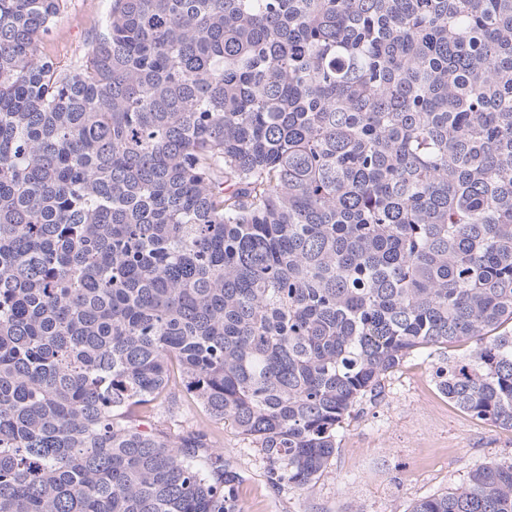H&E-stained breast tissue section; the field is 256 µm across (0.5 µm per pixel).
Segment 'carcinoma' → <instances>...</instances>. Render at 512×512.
I'll use <instances>...</instances> for the list:
<instances>
[{
    "label": "carcinoma",
    "instance_id": "carcinoma-1",
    "mask_svg": "<svg viewBox=\"0 0 512 512\" xmlns=\"http://www.w3.org/2000/svg\"><path fill=\"white\" fill-rule=\"evenodd\" d=\"M0 0V512H240L183 399L308 489L420 349L512 430V0ZM410 512H512V461ZM109 5L107 0H68L66 10L59 15L52 31L43 39L42 52L61 67L69 65L83 52Z\"/></svg>",
    "mask_w": 512,
    "mask_h": 512
}]
</instances>
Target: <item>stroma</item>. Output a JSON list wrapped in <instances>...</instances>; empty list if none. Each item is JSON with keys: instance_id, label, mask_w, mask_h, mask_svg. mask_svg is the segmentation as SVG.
I'll use <instances>...</instances> for the list:
<instances>
[{"instance_id": "stroma-1", "label": "stroma", "mask_w": 512, "mask_h": 512, "mask_svg": "<svg viewBox=\"0 0 512 512\" xmlns=\"http://www.w3.org/2000/svg\"><path fill=\"white\" fill-rule=\"evenodd\" d=\"M108 0H68L41 50L69 65L93 37ZM472 342L421 350L384 379L381 395L346 416L336 454L317 482L301 490L268 482L257 448L231 421L208 423L191 403L181 407L182 427L205 426L239 475L241 512H409L418 499L452 491L471 471L512 461V431L482 421L448 401L434 373L443 362L470 353Z\"/></svg>"}]
</instances>
